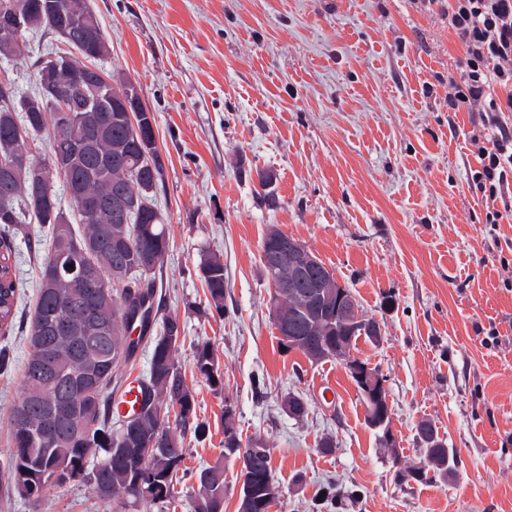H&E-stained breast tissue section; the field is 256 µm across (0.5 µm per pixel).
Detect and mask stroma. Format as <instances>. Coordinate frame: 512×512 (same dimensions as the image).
Wrapping results in <instances>:
<instances>
[{"label": "stroma", "instance_id": "1", "mask_svg": "<svg viewBox=\"0 0 512 512\" xmlns=\"http://www.w3.org/2000/svg\"><path fill=\"white\" fill-rule=\"evenodd\" d=\"M111 41L102 62L130 80L154 114L164 162L156 203L170 248L155 276L178 315L179 359L197 412L210 424L184 466L224 461V512H238L240 468L224 453V411L243 438L271 451L279 495L271 512H512V219L491 225L469 187L477 114L449 111L463 50L446 0H90ZM52 36L28 38L0 75L32 93V61ZM273 181L259 186L260 173ZM304 243L379 320V343L352 357L379 368L396 449L365 419L343 362L284 351L268 314L260 262L269 227ZM16 239L20 326L0 335V466L9 411L22 397L38 272L34 237ZM224 259L225 317L205 313L201 251ZM497 342H488L489 332ZM208 340L224 377L192 372ZM299 394L303 417L280 408ZM427 420L455 450L447 482L397 484L392 459L419 463ZM333 438L336 446L320 444ZM355 491L318 506L327 483ZM166 505L120 507L87 483L49 487L27 502L0 485V512H188L190 479Z\"/></svg>", "mask_w": 512, "mask_h": 512}]
</instances>
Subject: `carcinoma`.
I'll return each mask as SVG.
<instances>
[{"label": "carcinoma", "mask_w": 512, "mask_h": 512, "mask_svg": "<svg viewBox=\"0 0 512 512\" xmlns=\"http://www.w3.org/2000/svg\"><path fill=\"white\" fill-rule=\"evenodd\" d=\"M20 13L24 29L13 38L0 36V59L21 53L26 36L45 31L59 44L32 63L37 91L22 95L10 80H0V328L14 324L16 275L13 274L12 240L32 222L48 229V243L39 264L35 310L26 327L29 346L22 379L25 393L10 411L11 447L0 469L7 486L21 498L33 486L40 499L47 486H64L53 480L58 469L100 467L98 494L124 496L132 502L164 503L175 495L174 477L185 460V437L205 438L209 426L199 419L193 392L185 383L178 350L167 338L181 332L176 315H160L156 305L155 271L164 263L169 248L157 193L163 184L164 163L152 130L155 118L138 104L141 118L131 121L122 94L129 82L112 79L99 61L109 55L106 34L89 0H0V10ZM68 111H62V107ZM70 185L76 215L61 219L57 186ZM119 195L131 200L118 213L107 202ZM84 199L99 202L94 214L81 212ZM262 241V251L277 246L279 276L288 278L293 257L290 236L272 226ZM97 243L92 254L96 284L110 290L103 303L90 295L86 281L66 270L80 266L77 246ZM64 267L47 278L50 263ZM197 270L207 289L210 309L222 316L224 260L216 252L200 255ZM336 286L334 271L321 265L289 290L269 300L295 314L309 306V292ZM56 313L68 322L57 333L43 316ZM161 331L152 335L154 325ZM297 350L312 363L337 357L336 331L330 320L310 315L303 319ZM152 344L149 369L139 380V409L120 414L113 410L114 394L122 388L118 375L142 342ZM54 354L58 377L49 382L37 375L42 350ZM192 368L210 385L220 387L223 377L214 346L195 345ZM90 375L99 385L88 393L76 391L73 379ZM26 413L27 429L16 428L15 415ZM53 413L59 435L42 437L43 420ZM416 440L423 450V466H403L394 455L395 477L410 481H448L455 467L454 450L439 437L428 421L417 425ZM224 449L242 460L239 512H270L278 498L271 470V453L260 439L242 442L232 412L224 416ZM197 489L190 512H224V465L217 460L196 475Z\"/></svg>", "instance_id": "carcinoma-1"}]
</instances>
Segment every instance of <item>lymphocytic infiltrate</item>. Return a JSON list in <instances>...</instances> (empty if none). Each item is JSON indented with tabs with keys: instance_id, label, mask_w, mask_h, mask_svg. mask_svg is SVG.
Instances as JSON below:
<instances>
[{
	"instance_id": "obj_1",
	"label": "lymphocytic infiltrate",
	"mask_w": 512,
	"mask_h": 512,
	"mask_svg": "<svg viewBox=\"0 0 512 512\" xmlns=\"http://www.w3.org/2000/svg\"><path fill=\"white\" fill-rule=\"evenodd\" d=\"M448 23L463 51L459 79L449 80V110L477 113L485 129L468 183L496 224L512 216V0H448Z\"/></svg>"
}]
</instances>
